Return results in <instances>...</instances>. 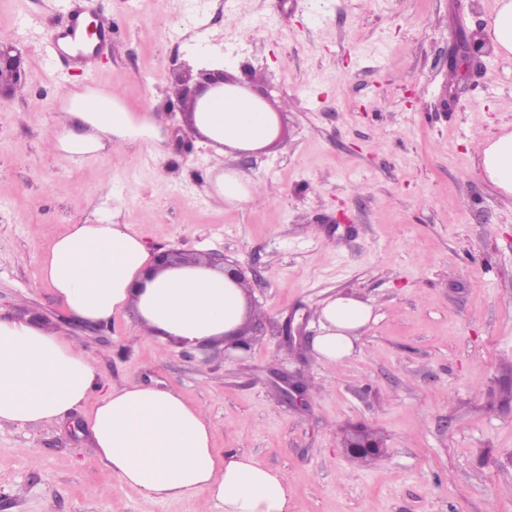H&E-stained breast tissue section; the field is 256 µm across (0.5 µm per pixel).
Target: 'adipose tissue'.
Segmentation results:
<instances>
[{"instance_id": "adipose-tissue-1", "label": "adipose tissue", "mask_w": 512, "mask_h": 512, "mask_svg": "<svg viewBox=\"0 0 512 512\" xmlns=\"http://www.w3.org/2000/svg\"><path fill=\"white\" fill-rule=\"evenodd\" d=\"M216 152H252L272 144L280 119L258 97L234 86L207 90L189 119ZM152 113L128 111L112 95L71 93L54 129L55 145L91 155L160 139ZM489 179L512 194V132L488 142ZM211 197L237 206L253 200L254 183L239 171L217 173ZM154 257L129 224H71L43 259L47 285L67 313L97 325L134 312L135 327L184 347L224 338L244 325L252 308L223 265H176L154 270ZM372 307L338 294L320 302L312 342L321 361L350 356L371 322ZM98 369L80 343L26 319L0 318V424L52 422L88 408L84 426L101 461L145 503L204 495L216 512H290L285 475L235 449L217 451L203 408L171 390L130 384L98 391Z\"/></svg>"}]
</instances>
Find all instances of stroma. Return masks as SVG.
Returning <instances> with one entry per match:
<instances>
[{
  "label": "stroma",
  "instance_id": "1",
  "mask_svg": "<svg viewBox=\"0 0 512 512\" xmlns=\"http://www.w3.org/2000/svg\"><path fill=\"white\" fill-rule=\"evenodd\" d=\"M496 0H91L112 20L94 73L47 59L72 0H0V37L26 52L25 87L0 103V317L29 316L85 346L102 388L179 392L214 446L284 472L293 512H512V195L481 164L512 130V55L449 74ZM222 55L252 91L274 85L283 135L219 155L169 112L180 62ZM97 86L156 113L160 143L72 156L53 126L69 92ZM235 168L261 192L218 207ZM130 222L157 254L222 257L244 272L262 330L250 354L187 349L124 319L69 318L42 262L70 224ZM338 293L374 308L354 354L318 362L315 311ZM301 343L282 341L286 321ZM308 389L293 406L279 373ZM0 426V512H141L80 423ZM386 452L347 457L354 428Z\"/></svg>",
  "mask_w": 512,
  "mask_h": 512
}]
</instances>
